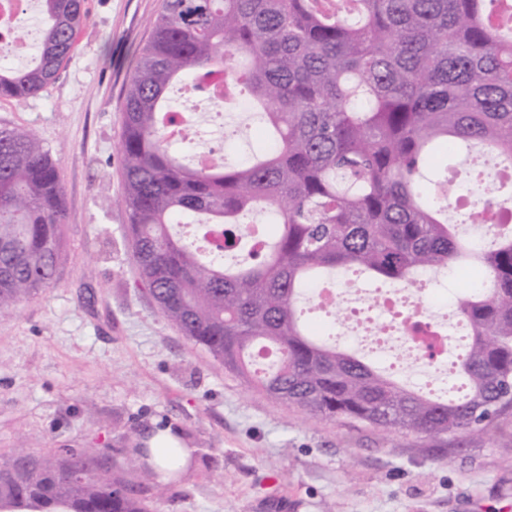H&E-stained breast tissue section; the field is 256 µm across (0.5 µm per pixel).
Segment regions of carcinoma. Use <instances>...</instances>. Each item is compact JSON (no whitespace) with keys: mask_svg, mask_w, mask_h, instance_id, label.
<instances>
[{"mask_svg":"<svg viewBox=\"0 0 512 512\" xmlns=\"http://www.w3.org/2000/svg\"><path fill=\"white\" fill-rule=\"evenodd\" d=\"M33 64L0 63V98L53 82L86 20L82 0H40ZM512 0H163L124 94L120 154L128 241L163 315L224 370L312 418L480 442L512 411V225L464 245L439 214L460 209L448 165L465 144L512 167ZM226 73L224 103L247 96L267 137L245 163L189 166L195 141L167 97L182 78ZM435 171L426 187L425 172ZM511 183L477 181L476 223L512 207ZM262 206L275 236L256 263L227 266L243 216ZM66 208L56 165L36 135L0 128V316L53 283ZM175 224L224 238L204 252ZM451 267L472 278L455 313L468 329L454 367L459 397L437 396L374 362L319 342L302 318L318 273L358 271L413 289ZM277 359L252 373L253 350ZM27 512H150L106 448L0 453V504Z\"/></svg>","mask_w":512,"mask_h":512,"instance_id":"carcinoma-1","label":"carcinoma"}]
</instances>
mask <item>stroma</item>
<instances>
[{
  "mask_svg": "<svg viewBox=\"0 0 512 512\" xmlns=\"http://www.w3.org/2000/svg\"><path fill=\"white\" fill-rule=\"evenodd\" d=\"M162 0H84L87 20L55 81L0 98V128L50 148L67 211L53 284L0 318V452L108 448L171 430L191 459L157 493L124 471L153 512H512V416L484 442L439 448L281 406L170 326L141 284L121 202L124 90ZM466 286L432 276L437 321Z\"/></svg>",
  "mask_w": 512,
  "mask_h": 512,
  "instance_id": "35a3bbf8",
  "label": "stroma"
}]
</instances>
